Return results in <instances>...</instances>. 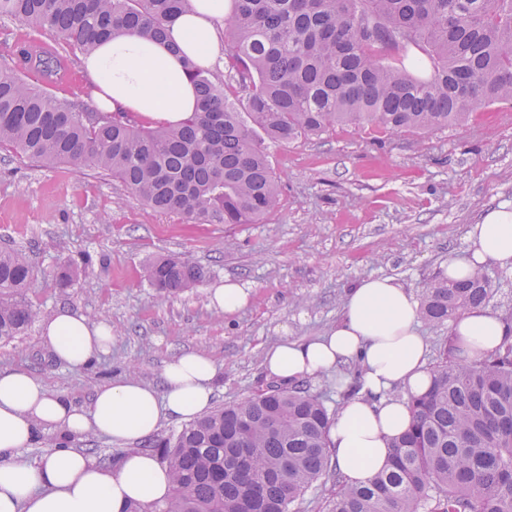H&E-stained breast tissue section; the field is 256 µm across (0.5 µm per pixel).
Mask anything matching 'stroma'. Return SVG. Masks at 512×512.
<instances>
[{
  "instance_id": "35a3bbf8",
  "label": "stroma",
  "mask_w": 512,
  "mask_h": 512,
  "mask_svg": "<svg viewBox=\"0 0 512 512\" xmlns=\"http://www.w3.org/2000/svg\"><path fill=\"white\" fill-rule=\"evenodd\" d=\"M264 147L282 195L261 224H187L112 177L0 151V243L23 247L38 270L26 300L44 316L97 312L112 328L111 353L92 367L50 360L36 323L0 345V367L24 366L83 406L100 383L131 373L156 384L172 357L204 350L220 366L214 403L231 404L264 381V351L279 337L325 333L369 275L422 296L441 264L468 252L470 225L512 201L508 102L426 134L339 127ZM168 257L190 258L206 277L162 301L144 271ZM68 259L86 267L62 292L53 274ZM228 279L250 293L233 318L207 294Z\"/></svg>"
}]
</instances>
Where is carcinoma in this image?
Returning <instances> with one entry per match:
<instances>
[{
  "label": "carcinoma",
  "mask_w": 512,
  "mask_h": 512,
  "mask_svg": "<svg viewBox=\"0 0 512 512\" xmlns=\"http://www.w3.org/2000/svg\"><path fill=\"white\" fill-rule=\"evenodd\" d=\"M188 0H0V15L48 31L83 54L121 30L181 48L169 24ZM228 69L242 96L188 63L199 93L181 125L153 126L127 112L106 119L21 79L44 83L60 59L32 39L25 63L0 71V146L45 165L101 170L155 211L191 224H259L280 186L257 131L292 143L338 125L426 133L512 102V0H231L224 21ZM82 269L57 268L66 288ZM38 271L26 250L0 246V342L38 311L21 297ZM159 296L206 277L188 258L145 269ZM422 318L443 325L488 301L483 271L424 286ZM433 383L412 396V424L385 469L363 485L340 477L326 512H512V343L461 365L444 345ZM332 414L305 388L256 391L185 425L159 445L169 498L146 511L294 512L329 466Z\"/></svg>",
  "instance_id": "obj_1"
}]
</instances>
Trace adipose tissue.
<instances>
[{
  "label": "adipose tissue",
  "instance_id": "1",
  "mask_svg": "<svg viewBox=\"0 0 512 512\" xmlns=\"http://www.w3.org/2000/svg\"><path fill=\"white\" fill-rule=\"evenodd\" d=\"M226 0H189L170 25L181 54L167 44L124 31L84 57V70L98 107L131 112L173 125L198 107L185 59L211 66L224 45ZM467 255L449 259L441 278H470L487 262L512 267V202L489 209L471 225ZM420 305L407 288L385 276L368 277L349 288L341 318L323 335L281 337L264 353L267 378L292 386L325 375L347 398L329 430L332 460L351 485L379 473L392 442L411 425L408 399L425 393L432 380L427 344L418 331ZM458 363L479 362L507 340L512 327L483 308L462 311L448 322ZM112 343L105 321L60 309L41 322L39 344L56 363L84 368ZM356 366L357 375L339 370ZM219 366L208 352L179 354L168 361L159 384L126 374L95 387L87 405L23 367L0 368V512H126L167 498L171 475L158 454L142 448L168 420L192 421L213 400ZM51 430L59 443L31 462L25 448ZM101 436L124 444L112 464L75 448L76 439Z\"/></svg>",
  "mask_w": 512,
  "mask_h": 512
}]
</instances>
